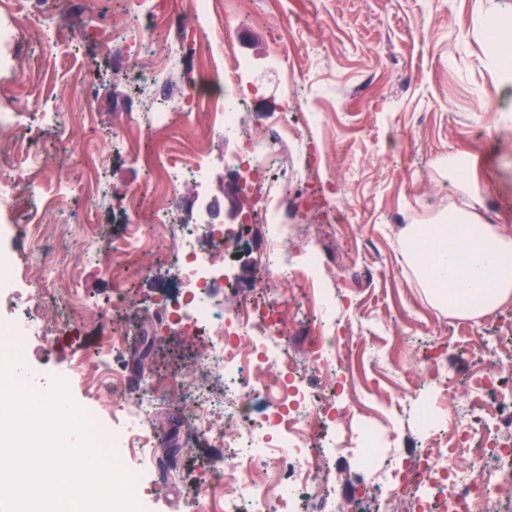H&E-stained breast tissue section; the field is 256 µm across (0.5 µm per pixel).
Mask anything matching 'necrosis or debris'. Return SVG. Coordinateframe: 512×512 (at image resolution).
Masks as SVG:
<instances>
[{
    "instance_id": "1",
    "label": "necrosis or debris",
    "mask_w": 512,
    "mask_h": 512,
    "mask_svg": "<svg viewBox=\"0 0 512 512\" xmlns=\"http://www.w3.org/2000/svg\"><path fill=\"white\" fill-rule=\"evenodd\" d=\"M43 121V126L26 127L18 139L17 152L26 165L0 181V192L36 195L29 173L45 162L43 127L63 125L64 118L60 113L47 112ZM281 139L277 123H270L265 131L248 135L247 147L235 161L253 198L242 226L264 225L272 267L281 279L307 291L317 316L309 360L323 373V389L315 392L303 384L288 353L284 308L276 291L243 300L233 315L225 314L218 291L234 287L235 279L213 267L205 255L206 248L222 249L229 244L223 229L215 224L182 227L168 253L173 265L191 270L193 286L177 309L161 311L160 320L180 323L208 336L203 361L212 378L224 387L219 401L196 394L192 422L193 434L210 433L209 418L220 407L231 425L224 434L229 464L224 471L208 475L210 483L224 487V512H329L326 468L320 459L307 457L306 451L316 435L319 414L334 410L336 388L347 380L338 362L349 329L334 318L330 304L306 275L307 266L328 268L335 265L334 259L314 247L301 264L288 252V201L277 194L272 180L279 167ZM42 299V293L34 292L23 301L14 287L0 289V306L14 314L12 322L0 329V339L6 342L5 353L18 365V375L26 383L38 374L25 359L32 333L37 328L46 334L52 331L39 315ZM272 363L278 365V373L266 374L265 366ZM424 383L441 386L442 399L452 400L453 406L444 418L422 414L420 448L408 457L392 453L387 487L393 491L415 486L416 512H431L432 492L440 487L449 490L443 504L445 512H486L492 500L512 494V410L489 417L481 412L483 396L497 390L498 380L489 372L470 380L461 404L454 403L453 387L442 384L435 367L425 368ZM114 398L118 406L132 408L122 428L107 424L93 408L84 410L94 446L108 456H132L150 463L154 437L148 422L158 394L132 400L118 391ZM293 455L305 461L294 472L288 469ZM270 468L277 472L274 482L258 480V472Z\"/></svg>"
}]
</instances>
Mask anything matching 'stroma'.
Segmentation results:
<instances>
[{
  "label": "stroma",
  "mask_w": 512,
  "mask_h": 512,
  "mask_svg": "<svg viewBox=\"0 0 512 512\" xmlns=\"http://www.w3.org/2000/svg\"><path fill=\"white\" fill-rule=\"evenodd\" d=\"M155 2L159 15L181 20L145 26L137 56L121 31L134 24L138 0H82L80 10L65 13L53 0L0 5L21 29L14 60L0 67V111L18 115L14 127L0 129V145L41 110L69 115L64 130L45 133L48 143L65 144V153H49L46 167L35 173L42 196L57 201L41 217L43 238L34 241L19 231L7 241L20 252L14 274L27 291L37 290L42 279L32 253L72 275L73 297L43 301L40 315L53 322V335L32 341L29 354L34 363L47 364L44 378L50 381L66 374L78 355L103 348L116 329L124 341L109 359L120 375L178 380L152 414L154 460L143 484L151 512H193L196 499L224 498L223 487L190 479L225 466L217 439L229 429L223 414L211 416L210 440L193 439L189 425L194 392L216 399L224 393L199 363L207 340L178 326L160 328L156 317L158 304L177 303L188 284L166 256L180 226L200 220L194 197L214 201L215 221L223 223L224 191L238 181L231 158L243 142L214 140L204 108L223 98L224 70L233 58L246 63L243 81L255 95L239 114L247 132L303 112L320 115L306 133L308 150L289 136L281 143L288 176L279 188L305 193L288 214L295 226L288 241L293 253L305 254L315 239L340 263L361 258L373 269L362 288L326 279L337 315L353 326L343 360L355 378L392 399L399 387L418 389L425 360L436 352L456 382L467 381L470 364L493 365L502 382L512 381V308L459 328L456 317L430 305L399 243L404 225L430 223L457 198L458 189L439 170L455 152L465 153L477 170L482 216L512 225V90L501 89L487 66L486 37L476 23L481 8L512 15V0H214L205 18L195 16L191 0ZM50 22L61 23L62 34L47 49L39 28ZM155 58L163 61L158 83H132L128 67ZM189 93L201 108L152 132L148 119L157 103ZM164 145L205 157L210 168L205 184L179 189L175 224L166 228L154 222L153 195L135 208L127 202L144 183L166 184L159 157ZM65 183L100 192L98 208L89 213L59 197L57 187ZM130 225L151 239L149 250L131 260L109 254L103 268L84 267L74 232L89 226L110 244ZM366 238L376 250L363 256ZM211 259L237 267L238 288L221 291L226 311L242 297L278 290L299 329L291 353L308 385L320 388L322 374L308 361L312 312L288 281L259 276L270 263L264 228L254 227L238 247L212 252ZM117 286L134 305L101 318L96 309L111 302ZM487 336L500 340L493 364L484 351ZM382 472L379 466L363 470L351 454L335 457L328 473L332 512H378Z\"/></svg>",
  "instance_id": "35a3bbf8"
}]
</instances>
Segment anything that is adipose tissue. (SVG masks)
<instances>
[{
    "instance_id": "adipose-tissue-1",
    "label": "adipose tissue",
    "mask_w": 512,
    "mask_h": 512,
    "mask_svg": "<svg viewBox=\"0 0 512 512\" xmlns=\"http://www.w3.org/2000/svg\"><path fill=\"white\" fill-rule=\"evenodd\" d=\"M477 21L488 36L489 68L503 79L512 78L504 48L512 31L500 26L495 13L478 12ZM479 204L467 193L462 204H449L434 223L411 224L400 232L404 255L429 300L449 314L469 318L512 307V234L484 222Z\"/></svg>"
}]
</instances>
